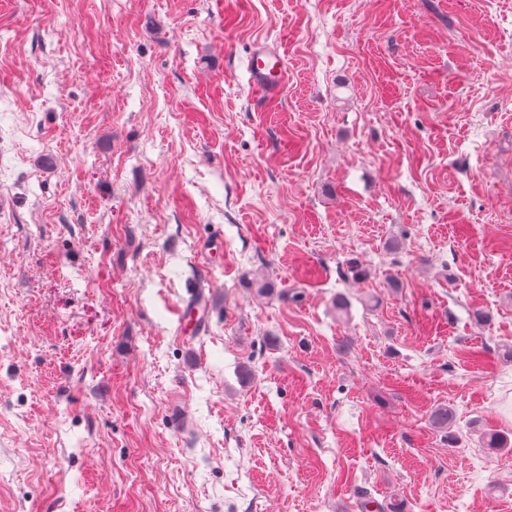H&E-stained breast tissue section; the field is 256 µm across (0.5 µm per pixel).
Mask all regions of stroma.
Segmentation results:
<instances>
[{"label":"stroma","mask_w":512,"mask_h":512,"mask_svg":"<svg viewBox=\"0 0 512 512\" xmlns=\"http://www.w3.org/2000/svg\"><path fill=\"white\" fill-rule=\"evenodd\" d=\"M0 197V512H512V0H0ZM250 84L264 99L279 96L287 83L285 58L277 47L257 43L249 64Z\"/></svg>","instance_id":"stroma-1"}]
</instances>
